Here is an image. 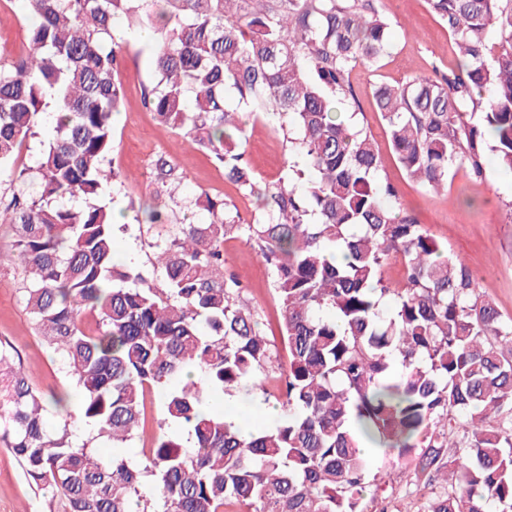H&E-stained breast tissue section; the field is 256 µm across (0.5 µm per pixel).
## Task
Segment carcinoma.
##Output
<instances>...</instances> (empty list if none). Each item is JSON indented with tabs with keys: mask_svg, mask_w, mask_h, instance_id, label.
<instances>
[{
	"mask_svg": "<svg viewBox=\"0 0 512 512\" xmlns=\"http://www.w3.org/2000/svg\"><path fill=\"white\" fill-rule=\"evenodd\" d=\"M27 50L0 64V169L52 117L37 165L13 171L0 208L15 228L20 301L80 393L92 427L79 442L66 396H46L0 342V443L46 512H387L388 484L364 448L395 449L424 486V512H512V322L482 298L469 266L444 255L398 191L378 179L373 138L342 115L349 71L375 65L393 23L380 0H26ZM457 48V70L374 90L408 178L440 191L449 172H512V0H429ZM126 23V35L114 24ZM156 34L155 77L142 104L183 141L224 166V180L262 206L252 221L206 198V224H187L156 160V204L134 221L165 224L154 265L163 284L115 256L122 229L100 203L118 67L130 37ZM480 113L476 122L464 114ZM245 114L287 133L297 162L260 184L244 159ZM256 245L280 307L288 365L259 329L222 244ZM401 263L403 283L382 268ZM396 306L387 311L383 297ZM280 375V418L245 432L204 408L211 389L258 404ZM161 408L141 463L118 452L144 433L146 397ZM112 441L101 456L93 443Z\"/></svg>",
	"mask_w": 512,
	"mask_h": 512,
	"instance_id": "1",
	"label": "carcinoma"
}]
</instances>
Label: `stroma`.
Returning a JSON list of instances; mask_svg holds the SVG:
<instances>
[{"label":"stroma","mask_w":512,"mask_h":512,"mask_svg":"<svg viewBox=\"0 0 512 512\" xmlns=\"http://www.w3.org/2000/svg\"><path fill=\"white\" fill-rule=\"evenodd\" d=\"M0 8V49L19 55L26 47L30 19L24 0H6ZM383 10L396 21L392 47L373 66L359 65L349 82L359 105L356 120L375 140L382 167L381 180L393 184L402 208L445 247L448 256L463 260L477 275L479 292L501 313L512 318V173L488 167L481 179L461 169L452 170L448 188L433 192L409 179L394 157L385 123L375 108L373 90L377 84H403L417 77L442 76L456 70L458 57L447 26L432 11L428 0H383ZM118 78L124 91V107L112 123V150L108 167L120 176L123 187L117 208L142 204L157 187L154 160L166 155L177 165L183 183L180 194L189 200L188 214L194 223L207 222L208 214L194 206L201 193L218 195L235 207L243 220H250L257 202L240 195L224 179L205 151L192 148L170 128L160 125L141 103L144 86L154 78L152 47L131 42ZM246 157L259 180L271 184L282 175L288 160L283 132L263 119L247 128L243 143ZM125 225L116 238L117 254H130L142 268H150L153 242L166 233L162 224H139L123 216ZM13 230L0 224V340L12 342L31 383L51 394L70 390L71 385L58 361L45 350L30 325V315L18 298L20 267L12 251ZM226 268L238 275L245 293L260 317V328L275 350H282L278 326L279 303L270 285L268 267L257 247L239 239L224 243ZM374 466L382 470L394 490L388 512H421L427 490L416 489L415 475L396 455L374 452ZM51 490L29 486L16 460L0 446V512H43Z\"/></svg>","instance_id":"stroma-1"}]
</instances>
